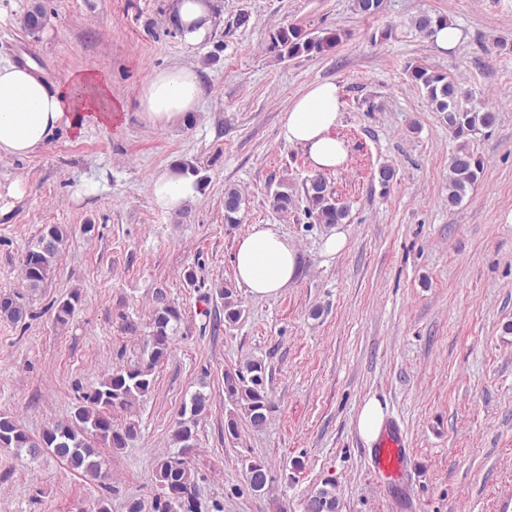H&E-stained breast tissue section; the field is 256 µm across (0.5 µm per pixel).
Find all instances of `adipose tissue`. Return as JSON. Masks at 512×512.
Listing matches in <instances>:
<instances>
[{"label": "adipose tissue", "mask_w": 512, "mask_h": 512, "mask_svg": "<svg viewBox=\"0 0 512 512\" xmlns=\"http://www.w3.org/2000/svg\"><path fill=\"white\" fill-rule=\"evenodd\" d=\"M171 15L188 43L203 41L212 30V0H171ZM203 96L196 67L176 64L154 72L139 101L148 123L168 126L197 112ZM112 112L108 85L97 75L78 73L52 84L32 64H0V158L35 154L63 128L80 134L89 123H111ZM339 117L336 85L318 83L284 112L282 134L288 143L302 146L313 169H335L348 157L335 134ZM195 192L192 180L176 166L160 170L150 183L153 204L166 213L183 209ZM234 267L251 293L272 296L295 277L297 251L277 225L255 224L238 243Z\"/></svg>", "instance_id": "adipose-tissue-1"}]
</instances>
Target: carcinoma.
I'll use <instances>...</instances> for the list:
<instances>
[{"label":"carcinoma","mask_w":512,"mask_h":512,"mask_svg":"<svg viewBox=\"0 0 512 512\" xmlns=\"http://www.w3.org/2000/svg\"><path fill=\"white\" fill-rule=\"evenodd\" d=\"M383 3L384 0H354V9L365 17H373L380 13ZM411 25L431 36L435 28L448 26L450 21L441 14L421 13L411 19ZM345 36L346 33L338 29L313 36L297 25H282L270 31L269 49L281 60L294 59L330 51ZM407 72L415 85L425 91L432 110L443 114L450 135L459 141L448 162V205L455 206L462 202L484 168L481 157L468 147L469 137L493 125L496 112L488 107L477 109L464 105L461 84L446 74L420 64L408 66ZM304 194L307 214L317 223L341 224L347 218V207L336 201L322 175L316 174L305 182ZM242 203L239 188H224V223H240ZM269 203L280 213L294 209L295 198L288 183L279 184V189L270 195ZM67 237V227L62 224H46L41 228L22 258L26 288L31 291L41 288L53 272ZM215 292L224 304V321L236 323L243 313L236 288L229 283L219 286ZM80 301V293L73 291L57 303L54 320L58 327L69 325ZM27 315L28 309L20 302V296L0 293V320L19 323ZM182 321L180 307L163 291H157L140 360L133 365L113 367L95 386L79 396V403L67 420L43 429L38 435L29 433L13 416L1 413L0 448L23 450L32 460L43 453H51L74 471L94 479L100 477L102 462L97 445L118 452L138 436V422L132 419L119 422L115 414L129 413L141 398L152 392L155 371L168 359ZM224 395L234 409L245 415L251 427H263L271 409L263 360L252 358L238 369L225 372ZM209 409L210 396L201 390L182 403L172 434V444L178 451L159 457L152 471L151 480L157 493L147 507L139 501L130 502L127 512H198L197 484L186 451L195 447L196 427ZM245 478L254 494L264 492L267 485L264 464L248 463ZM339 509L340 498L333 482L314 489L304 503V512H339Z\"/></svg>","instance_id":"carcinoma-1"}]
</instances>
